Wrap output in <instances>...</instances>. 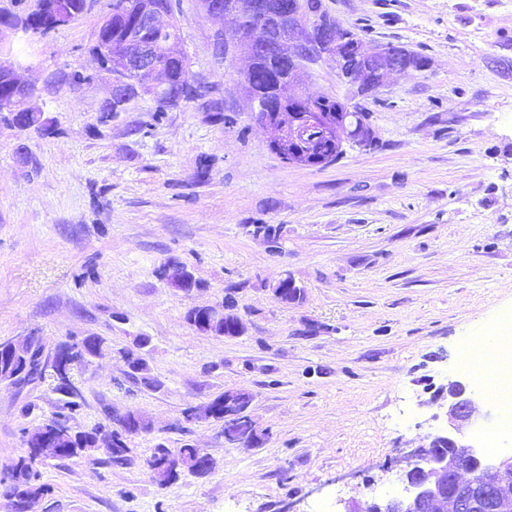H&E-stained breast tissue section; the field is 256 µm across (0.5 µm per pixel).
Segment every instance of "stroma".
I'll use <instances>...</instances> for the list:
<instances>
[{
  "mask_svg": "<svg viewBox=\"0 0 512 512\" xmlns=\"http://www.w3.org/2000/svg\"><path fill=\"white\" fill-rule=\"evenodd\" d=\"M364 47L427 56L390 74L363 105L377 148H346L326 167L288 164L250 109L246 46L199 0H173L190 80L208 98L156 115L152 97L101 121L112 77L92 55L110 0L69 26L15 37L31 62L33 104L58 133L0 121V341L38 337L46 351L102 336L113 353L73 371L74 423L137 407L154 429L130 461L50 460L51 495L34 512H341L360 496H402V456L447 427L438 387L470 382L468 341L512 315V0H323ZM90 73L71 85L66 75ZM314 95L353 99L334 63L308 65ZM221 104L218 120L207 109ZM279 229V248L254 235ZM187 266L191 293L157 276ZM304 289L283 305V278ZM237 301L245 331L214 338L187 311ZM148 337L161 387L127 380L118 348ZM54 382H0V473L23 455L24 431L57 410ZM225 390L252 395L262 444L226 442L219 421L176 430L182 412ZM194 443L214 459L165 487L148 461L157 443Z\"/></svg>",
  "mask_w": 512,
  "mask_h": 512,
  "instance_id": "35a3bbf8",
  "label": "stroma"
}]
</instances>
